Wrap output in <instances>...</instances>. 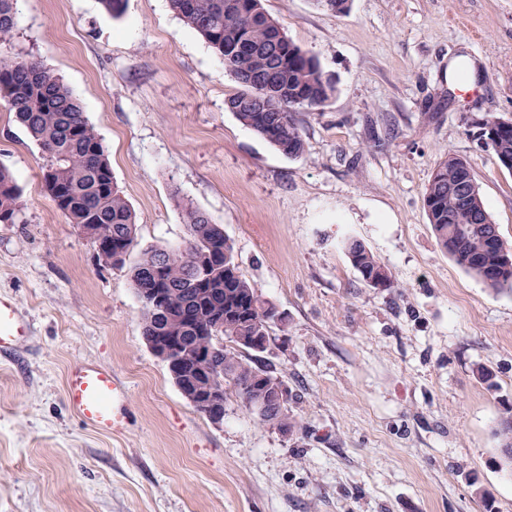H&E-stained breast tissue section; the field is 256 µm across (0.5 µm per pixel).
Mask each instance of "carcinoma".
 Returning a JSON list of instances; mask_svg holds the SVG:
<instances>
[{"instance_id": "1", "label": "carcinoma", "mask_w": 512, "mask_h": 512, "mask_svg": "<svg viewBox=\"0 0 512 512\" xmlns=\"http://www.w3.org/2000/svg\"><path fill=\"white\" fill-rule=\"evenodd\" d=\"M171 8L224 60L240 90L228 98L234 114L246 127L286 156H297L304 142L290 110L299 105L318 107L335 92L317 59L290 41L275 52L279 25L263 7L249 9L243 0H169ZM16 25L14 0H0V43ZM0 105L13 112L20 124L40 145L46 156L42 179L46 191L74 226L96 224L112 243L136 245L137 224L129 204L112 176L101 139L84 115L72 91L34 60L0 57ZM471 169L454 155L435 168L425 193L429 224L441 248L468 273L492 290L512 291V273L493 277L502 255L512 246L499 238L488 244L483 224L471 217L488 215L482 195L473 210L461 207L448 194V185ZM21 190L12 174L0 168V224H14L21 212ZM188 239L163 252L162 272L154 274L158 250L142 253L132 267L131 282L137 296L160 285L169 289L168 319L160 322L145 309L142 335H179L192 323L224 320V354L195 362L232 385L236 394L252 405L258 398L278 395L284 382L243 354L263 352L271 325L282 320L276 307L238 270L233 245L205 213L186 208ZM349 260L364 283L390 288L392 276L386 265L356 240L344 243ZM219 256L206 272L205 284L195 283L191 270L194 253ZM263 422L291 432L297 424L283 404L259 416Z\"/></svg>"}]
</instances>
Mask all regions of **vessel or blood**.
I'll return each instance as SVG.
<instances>
[{
	"instance_id": "b4317fda",
	"label": "vessel or blood",
	"mask_w": 512,
	"mask_h": 512,
	"mask_svg": "<svg viewBox=\"0 0 512 512\" xmlns=\"http://www.w3.org/2000/svg\"><path fill=\"white\" fill-rule=\"evenodd\" d=\"M29 333L27 322L14 303L0 299V352L16 350ZM124 390L112 374L97 365L72 368L66 381V399L81 419L95 430H122L125 416L121 403Z\"/></svg>"
}]
</instances>
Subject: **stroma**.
Here are the masks:
<instances>
[{
    "label": "stroma",
    "mask_w": 512,
    "mask_h": 512,
    "mask_svg": "<svg viewBox=\"0 0 512 512\" xmlns=\"http://www.w3.org/2000/svg\"><path fill=\"white\" fill-rule=\"evenodd\" d=\"M262 3L335 81L323 105L292 108L295 157L227 109L238 84L169 0H126L116 17L100 0H18L0 55L40 61L81 101L138 244L125 266L100 262L0 106V167L22 201L0 224V297L30 325L0 355V512H512L496 434L512 415V292L457 265L424 206L436 163L464 158L512 244V172L477 137L483 119L512 120V0ZM189 206L223 226L283 316L258 361L284 381L294 432L232 392L212 423L142 340L130 267L186 241ZM349 237L393 287L363 283ZM86 363L125 386L122 432L69 409L66 374Z\"/></svg>",
    "instance_id": "stroma-1"
}]
</instances>
